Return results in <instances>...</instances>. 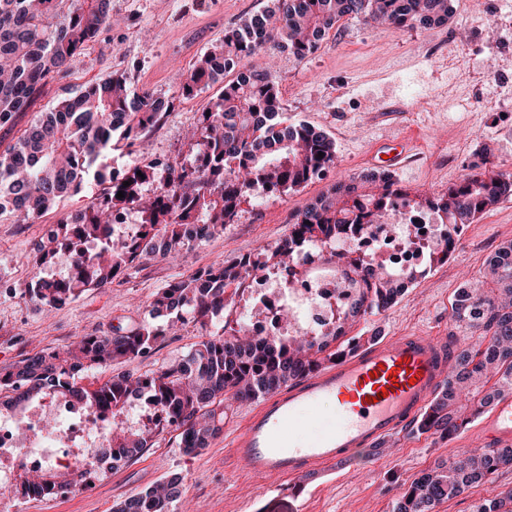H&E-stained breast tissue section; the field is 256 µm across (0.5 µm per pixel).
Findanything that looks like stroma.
Returning a JSON list of instances; mask_svg holds the SVG:
<instances>
[{
	"label": "stroma",
	"instance_id": "35a3bbf8",
	"mask_svg": "<svg viewBox=\"0 0 512 512\" xmlns=\"http://www.w3.org/2000/svg\"><path fill=\"white\" fill-rule=\"evenodd\" d=\"M270 0H112V27L102 29L71 73L48 80L31 110L0 127V151L14 144L36 113L46 112L70 93L112 74L125 76L131 89L150 90L171 106L159 123L131 147L120 146L106 162L119 167L132 159H184L186 133L200 112L223 91L206 87L195 98L180 96L174 66L188 69L226 29L269 6ZM512 20V0H452L448 23L429 30L368 28L346 19L303 60L287 55L251 59L269 69L285 112L326 131L336 142L337 159L322 178L304 188L262 196L242 204L238 217L221 235L185 253L177 262L154 261L129 269L111 285L84 291L64 305L44 309L21 294L35 270L26 261L50 227L63 216L86 209L91 189L68 195L35 223H0V368L40 351L61 350L76 337L129 332L147 319L153 295L183 275L218 259H231L287 238L290 216L329 186L368 167V157L394 153L397 138L413 141L408 161L395 169L400 186L434 195L456 183L483 144L497 161L512 159V79L489 76V68L512 62V51L495 46L497 22ZM467 48L470 73L482 84L450 69L448 61ZM512 239V200L503 202L459 237L448 261L428 271L387 310L372 312L351 335L387 338L415 332L436 336L456 348L477 338L451 319V304L464 283L482 282L486 258ZM198 327L185 325L160 337L152 350L124 363L80 374L87 385L119 374L155 373L161 362L182 358L196 342ZM243 405H235L223 431L208 448L187 455L174 432L119 468L103 472L89 492L53 498L16 497V512H112L114 503L134 496L170 474L184 478L175 512H392L402 490L436 462L483 447L472 428L453 437L409 430L403 436L340 460L332 474L309 470L276 482L237 471L226 443L239 427ZM512 486L501 472L433 512H474L483 500Z\"/></svg>",
	"mask_w": 512,
	"mask_h": 512
}]
</instances>
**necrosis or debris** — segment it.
I'll list each match as a JSON object with an SVG mask.
<instances>
[{
	"label": "necrosis or debris",
	"mask_w": 512,
	"mask_h": 512,
	"mask_svg": "<svg viewBox=\"0 0 512 512\" xmlns=\"http://www.w3.org/2000/svg\"><path fill=\"white\" fill-rule=\"evenodd\" d=\"M393 211L396 220L388 225H345L341 243L361 258L394 270L408 272L421 268L429 248L443 235L445 227L407 200H396ZM312 262V257L304 256L276 276L248 280L246 297L254 308L247 319L250 334L266 336L284 329L280 313L287 307L298 312L296 327L303 332H317L342 317L351 297L342 272L307 274ZM46 415L61 420L57 432L50 436L42 429V418ZM111 426L110 412L77 409L60 398L43 400L39 411L27 421L12 423L0 419V512L11 504L12 475L22 465L76 471L79 479L74 493L89 490L102 471V463L93 450Z\"/></svg>",
	"instance_id": "obj_1"
}]
</instances>
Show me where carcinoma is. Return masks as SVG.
Returning <instances> with one entry per match:
<instances>
[{
  "mask_svg": "<svg viewBox=\"0 0 512 512\" xmlns=\"http://www.w3.org/2000/svg\"><path fill=\"white\" fill-rule=\"evenodd\" d=\"M451 0H271V7L224 31V42L206 52L192 70L176 72L181 95L191 98L205 87L224 81L221 96L201 112L190 139L191 158L151 159L137 167L129 186L102 188L110 196L93 202L82 224L64 219L53 225L30 262L40 267L66 250L82 274L65 282L38 275L25 287L30 300L56 307L90 288L112 283L134 264L174 260L181 252L224 232L253 191L269 195L296 191L323 175L336 162V142L324 130L283 116L278 86L265 69L248 64L255 55L273 50L303 60L313 54L340 22L358 19L366 26L385 24L399 31L418 26L431 29L448 22ZM112 23L111 0H0V126L28 110L48 79L70 73L85 46ZM221 58L224 65L215 66ZM168 102L149 91L129 89L126 78L113 75L64 99L51 112L37 113L17 142L0 152V220L32 224L70 191L92 183L99 158L112 149L119 134L132 146L156 122ZM324 153L318 157V153ZM486 151L462 179L434 196L416 195L414 204L434 213L449 226L428 253V268L448 261L463 229L501 202L512 198V172L503 170ZM166 172L160 194L139 190V183ZM123 197H117L118 192ZM409 197L394 174H366L355 195L338 181L291 215V231L281 243L254 253L220 260L160 289L150 303V319L126 334L79 336L61 351L40 352L0 368V409L23 412L49 394L81 407L112 413L111 444L101 461L125 464L153 447L169 429L186 453L209 447L224 428L232 403L260 400L297 383L325 362L353 353L376 337L352 336L336 349L345 326L367 313L392 306L425 272L399 277L350 250H336L344 224H387L392 201ZM135 205L143 230L128 241L104 238V226L115 214ZM187 224L199 226L195 239L185 237ZM309 248L344 267L354 294L339 324L316 335L273 333L251 336L243 320H229L238 309L246 281L296 262ZM486 282L466 283L451 305V318L478 332V341L453 356L450 376L417 422L420 433L451 436L494 401L512 393V240L486 261ZM166 317V325L153 319ZM192 323L201 330L180 360L162 363L152 376L120 375L94 388L75 379L81 372L134 359L149 350L165 327ZM132 398L170 411L163 426L134 427L124 417ZM512 470V447L485 449L438 462L415 479L395 501L393 512H433L439 503L456 498ZM76 474L61 470L21 468L16 492L22 496L55 497L66 493ZM182 496V477H166L113 506V512H171ZM475 512H512V488L486 499Z\"/></svg>",
  "mask_w": 512,
  "mask_h": 512,
  "instance_id": "cac0c4a2",
  "label": "carcinoma"
}]
</instances>
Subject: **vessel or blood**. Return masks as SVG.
I'll return each instance as SVG.
<instances>
[{
  "instance_id": "1",
  "label": "vessel or blood",
  "mask_w": 512,
  "mask_h": 512,
  "mask_svg": "<svg viewBox=\"0 0 512 512\" xmlns=\"http://www.w3.org/2000/svg\"><path fill=\"white\" fill-rule=\"evenodd\" d=\"M450 372L448 348L431 336L401 334L324 364L296 385L252 406L229 440L244 473L279 480L322 470L359 448L403 434ZM333 402L334 417L318 415ZM490 446H512V394L476 425Z\"/></svg>"
}]
</instances>
